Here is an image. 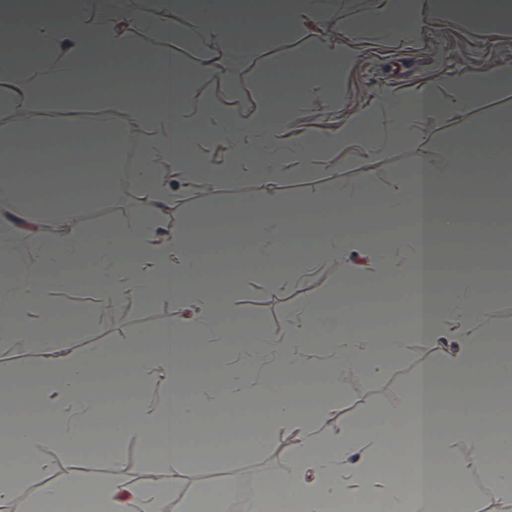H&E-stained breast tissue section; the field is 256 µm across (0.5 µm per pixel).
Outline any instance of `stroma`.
Segmentation results:
<instances>
[{
    "label": "stroma",
    "instance_id": "1",
    "mask_svg": "<svg viewBox=\"0 0 512 512\" xmlns=\"http://www.w3.org/2000/svg\"><path fill=\"white\" fill-rule=\"evenodd\" d=\"M329 2L332 24L324 31H252L248 34L250 48L229 59L225 58L222 47H215V55L225 59L224 68L222 73L198 86V99L233 115L243 125L250 124L258 112L270 110V71L275 68L285 71L297 64L317 37L340 38L355 19L375 12L378 0ZM488 64L512 67V29L491 35L478 19L451 21L442 15L431 23L417 43L410 45L386 44L367 33L356 63L337 69L328 81L317 84L307 106L291 113L288 122L330 132L374 92L390 89L409 94L419 82L427 83L435 97L444 99L448 96L450 74ZM504 114L512 115V84L496 96L475 98L466 121L442 120L425 138L405 141L382 153L372 174H365L359 162L350 159L338 165L325 163L300 177H287L278 182L228 178L222 191L228 197L254 205L277 200L289 221L301 216V202L317 199L339 181L355 184L371 178V197L378 201L397 177L407 175L416 167L420 157L440 162L449 146L468 147L469 126ZM344 278L343 269L328 264L316 268L311 275L289 281L272 275L238 279L233 284V300L238 311L234 325L279 336L286 311L307 300L330 299ZM54 302L61 309L86 315L85 320L62 329L59 334L60 346L77 355L137 342L156 343L163 339L168 324L184 315L183 309L161 295L146 299L128 297L116 308L101 304L93 291L63 286ZM42 355L39 342L30 336L19 344L0 343V375L17 373L32 378ZM449 357V350L410 337L403 353L380 372L353 375L336 386L337 416L368 423L394 412L411 391L420 367L431 364L447 369ZM36 453L52 459L54 465L49 474L34 472L28 476L23 485L27 498H37L48 478L62 482L84 478L106 482L111 478L110 464L103 454L86 452L76 458L56 447H40ZM296 453L293 434L276 432L270 435L266 446L245 455L209 454L205 466L183 473L182 487L189 497L199 487L213 483L229 484L237 492L250 494L257 485L270 483ZM458 478L469 489L470 512H512V501L502 496L482 469L460 471Z\"/></svg>",
    "mask_w": 512,
    "mask_h": 512
}]
</instances>
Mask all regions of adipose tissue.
<instances>
[{
  "label": "adipose tissue",
  "mask_w": 512,
  "mask_h": 512,
  "mask_svg": "<svg viewBox=\"0 0 512 512\" xmlns=\"http://www.w3.org/2000/svg\"><path fill=\"white\" fill-rule=\"evenodd\" d=\"M438 15L477 17L494 33L512 27V0H380L378 12L359 18L354 27L374 30L383 41H407ZM177 16L189 18L192 30L174 28L171 21ZM328 20L327 0H152L140 13L106 9L94 16L84 0H0V41L28 50L24 56L0 57V112L12 117L0 126V198L12 202L0 211V223L13 225L16 236L26 238L38 237L44 224L66 228L42 241L32 276L0 290V340L11 341L36 325L43 348L35 371L39 423L8 418L10 405L25 388L0 382V432L9 441L0 449V512H57L61 503L73 500L88 502L93 512H163L184 496L181 473L201 462L186 447L187 425L213 412L223 413L231 431L252 417L262 434L294 433L297 455L279 469L276 484L302 498L307 512H323L326 502L338 496L377 498L389 512H431L426 487L431 475L470 466L452 455L461 441L480 449L478 462L489 480L512 497V429L477 402L478 396L492 394L494 385L512 382V354L492 342L486 322L499 284L472 268L483 251L470 250L464 270L450 274L440 248L445 238L473 243L490 232V225L472 221V201L487 183L512 190V165L496 148L504 136L500 123L471 126L470 140L481 148L478 155L452 149L440 167L424 157L411 174L398 178L382 209L404 229L383 240L352 221L356 202L368 189L364 183L340 182L318 204L303 202V209L315 206L331 217L315 229L284 224L283 209L274 201L263 206L261 223L246 225L250 269H277L288 258L297 275L312 265L333 263L346 269V281L356 292L392 297L402 310V323L384 336L356 329L362 311L354 305L318 301L289 311L280 337L230 334L231 293L200 271L204 249H219L221 235L191 236L173 229L151 239L144 230L164 222L178 194L208 191L211 205L198 216L201 224L246 211L247 203L222 193L228 173L277 182L316 164L341 162L353 144L361 147L365 171H372L377 157L409 132L426 131L444 112L462 119L475 97L494 95L512 82V72L490 65L451 75L444 101L422 89L408 96L380 91L331 134L313 127L285 134L261 116L244 126L199 104L197 85L223 66L210 53L213 44L223 45L225 57H234L245 49L247 26L315 29ZM140 29L164 43L193 39V70L150 55L133 38ZM359 51L350 36L320 40L305 62L314 73L329 76L335 66L352 65ZM126 72L145 85L147 101L120 92L81 91L86 84ZM53 111L87 112L99 124H54L49 120ZM117 112L125 120L115 130L110 121ZM133 132L140 135L135 168L121 174L113 161L104 166L91 160V141H99L113 158ZM214 148L221 152L220 161L210 157ZM117 175L123 185H137L139 206L129 211L121 228L86 224L88 211L107 205L104 187ZM73 185L88 191L70 193ZM63 271L72 287L96 291L102 302L162 294L184 308L186 317L172 322L163 342L145 353H66L56 322L62 318L70 324L74 316L61 314L51 303ZM412 335L453 344L447 371L422 366L399 410L366 429L337 421L333 434L322 436L318 423L334 413L336 400L315 385V378L379 371ZM228 338L234 349L221 382L193 368L184 356L188 349L222 348ZM130 364L144 382L164 392L153 399L116 402L111 445L104 450L113 479L106 484L48 481L37 499L24 497L19 452L32 450L40 439L72 451L74 441L104 418L92 371L108 365L119 374ZM287 372L300 375L301 383L271 393L270 384ZM433 395L462 400L463 415L448 417L429 406ZM133 436L158 441L147 454L160 474L152 483L125 473L122 444ZM392 451L406 481H391L379 470Z\"/></svg>",
  "instance_id": "ef3b65f1"
}]
</instances>
